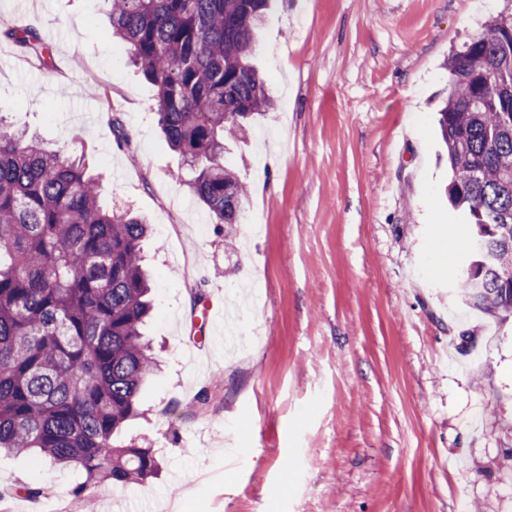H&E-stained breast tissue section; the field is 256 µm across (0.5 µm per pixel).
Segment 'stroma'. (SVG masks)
<instances>
[{
    "instance_id": "1",
    "label": "stroma",
    "mask_w": 512,
    "mask_h": 512,
    "mask_svg": "<svg viewBox=\"0 0 512 512\" xmlns=\"http://www.w3.org/2000/svg\"><path fill=\"white\" fill-rule=\"evenodd\" d=\"M502 0H275L253 62L275 107L225 161L232 237L189 192L156 88L109 37L108 0H0L37 62L0 42V114L85 157L107 207L152 228L160 363L125 436L163 471L90 488L0 454V512H512V319L464 306L435 110L448 53ZM235 300L224 350L193 294ZM29 487L43 488L38 499ZM0 38L12 43L20 53L38 58L44 66L53 64L48 48L34 27L1 28Z\"/></svg>"
}]
</instances>
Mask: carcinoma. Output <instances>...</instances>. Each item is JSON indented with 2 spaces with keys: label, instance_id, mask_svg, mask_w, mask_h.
Returning a JSON list of instances; mask_svg holds the SVG:
<instances>
[{
  "label": "carcinoma",
  "instance_id": "1",
  "mask_svg": "<svg viewBox=\"0 0 512 512\" xmlns=\"http://www.w3.org/2000/svg\"><path fill=\"white\" fill-rule=\"evenodd\" d=\"M272 0H118L111 36L157 88L159 124L193 173L213 223L239 221L244 183L224 165V140L268 111L251 64ZM448 57L438 110L448 155V206L481 253L459 269L465 301L512 314V0ZM24 55L52 65L34 27L0 29ZM147 225L101 204L86 165L49 151L0 117V450L73 465L92 484L156 476L149 448L113 437L134 414L156 359L141 332L152 311L140 264Z\"/></svg>",
  "mask_w": 512,
  "mask_h": 512
}]
</instances>
